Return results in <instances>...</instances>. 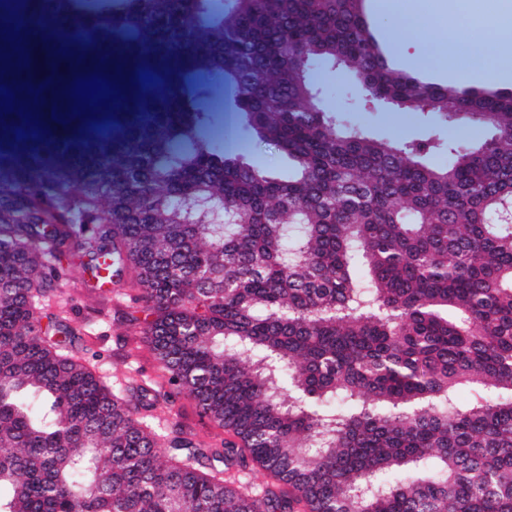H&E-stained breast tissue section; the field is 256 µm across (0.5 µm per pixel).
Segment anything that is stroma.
I'll return each instance as SVG.
<instances>
[{
  "mask_svg": "<svg viewBox=\"0 0 512 512\" xmlns=\"http://www.w3.org/2000/svg\"><path fill=\"white\" fill-rule=\"evenodd\" d=\"M414 0H365L364 10L373 30L397 49V68L417 73L439 83L469 87L472 74L448 67V21L432 11L413 9ZM327 105L348 113L368 133L379 137L418 138L438 125L426 112H393L366 102L350 73L322 68L318 71ZM212 136L225 150L251 163L284 172L285 157L274 148L246 137L242 130L215 126ZM58 273L68 299L66 322L80 332L83 355L113 388L130 383L150 384L167 390L168 385L138 328L128 325V315L137 306L129 296L108 292L85 266L72 264L62 254Z\"/></svg>",
  "mask_w": 512,
  "mask_h": 512,
  "instance_id": "35a3bbf8",
  "label": "stroma"
}]
</instances>
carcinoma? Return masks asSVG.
Instances as JSON below:
<instances>
[{
    "label": "carcinoma",
    "mask_w": 512,
    "mask_h": 512,
    "mask_svg": "<svg viewBox=\"0 0 512 512\" xmlns=\"http://www.w3.org/2000/svg\"><path fill=\"white\" fill-rule=\"evenodd\" d=\"M361 3L18 9L89 59L156 72L119 119L59 124L51 93L52 135L0 136V512H512V88L395 68ZM29 39L38 85L60 59ZM316 65L443 126L373 138L324 105ZM214 79L288 179L211 143ZM477 114L487 137L449 134ZM63 226L98 266L135 270L168 392L117 394L68 326L42 335ZM179 394L233 439L162 434L154 411ZM252 463L260 489L238 478Z\"/></svg>",
    "instance_id": "1"
}]
</instances>
